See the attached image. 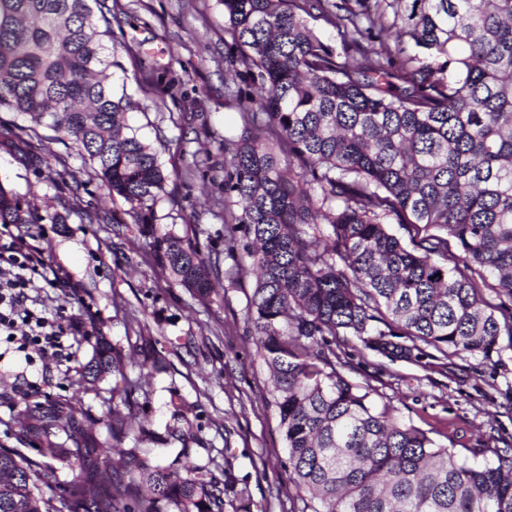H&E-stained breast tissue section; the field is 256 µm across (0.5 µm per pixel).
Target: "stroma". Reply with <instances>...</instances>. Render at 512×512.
<instances>
[{
    "label": "stroma",
    "mask_w": 512,
    "mask_h": 512,
    "mask_svg": "<svg viewBox=\"0 0 512 512\" xmlns=\"http://www.w3.org/2000/svg\"><path fill=\"white\" fill-rule=\"evenodd\" d=\"M112 12L111 82L137 107L132 123L159 152L168 180L154 211L176 233L193 224L221 227L225 138L239 133L235 98L225 96L231 38L218 0H106ZM16 117L0 112V184L71 212L65 224H33L45 261L68 272L73 289L44 287L42 310L63 313L97 328L118 349L129 380L147 397L131 405L136 427L115 439L103 425L122 395L116 376L89 382L84 373L95 339H80L68 372L52 361L23 356L0 360V445L17 447L15 423L26 406L65 396L98 434V454L118 457L131 450L151 465L208 466L216 478L245 481L250 512H300L302 503L281 462L286 457L279 418L271 403V375L246 329L247 299L256 283L244 274L237 286L216 285L199 299L175 284L157 265L147 241L126 225L128 203L97 192L113 224H85L77 216L74 180L95 181L76 152L40 128L38 155L43 178L17 148L4 144ZM208 167L195 173L194 165ZM492 360L465 356L451 370H425L363 349L345 337V374L371 389L378 404L456 448H512V337L502 336ZM38 382L39 391L29 388Z\"/></svg>",
    "instance_id": "stroma-1"
}]
</instances>
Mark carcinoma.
Here are the masks:
<instances>
[{"label": "carcinoma", "mask_w": 512, "mask_h": 512, "mask_svg": "<svg viewBox=\"0 0 512 512\" xmlns=\"http://www.w3.org/2000/svg\"><path fill=\"white\" fill-rule=\"evenodd\" d=\"M304 1L342 30L334 50L300 14ZM247 92L243 126L224 139V227L179 235L156 223L167 176L129 125L134 102L106 71L104 0H0V112L39 126L130 205L154 259L196 297L248 258L256 285L245 323L270 369L289 481L302 512H512V449L437 443L380 407L343 373L339 337L392 362L425 367L492 358L512 313V0H219ZM78 213L102 224L95 192ZM0 184V224H65ZM433 228L409 247L391 226ZM453 239L457 252L448 250ZM233 264L221 270L224 259ZM102 335L85 367L135 391ZM36 455L0 446V512H224L244 497L199 466L186 474L93 455L97 441L59 397L19 413ZM104 425L129 432L119 406ZM95 475L59 485L56 465Z\"/></svg>", "instance_id": "obj_1"}]
</instances>
